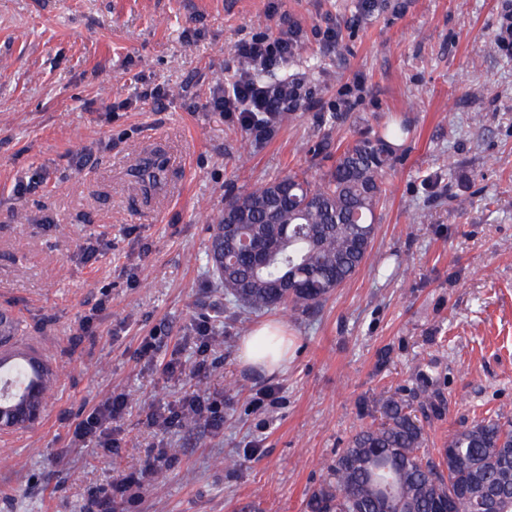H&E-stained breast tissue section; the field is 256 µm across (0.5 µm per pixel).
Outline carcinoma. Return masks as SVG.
<instances>
[{
    "label": "carcinoma",
    "mask_w": 512,
    "mask_h": 512,
    "mask_svg": "<svg viewBox=\"0 0 512 512\" xmlns=\"http://www.w3.org/2000/svg\"><path fill=\"white\" fill-rule=\"evenodd\" d=\"M408 128L394 125L382 136L346 146L318 183L287 174L228 198L210 218L207 262L227 302L249 312L278 308L305 312L327 300L364 267L377 231V208L386 194L384 176L396 142ZM161 166L137 171L148 185ZM275 249L263 265L239 252L241 238ZM32 358L0 363V401L13 403L34 385L36 402L51 397L55 375ZM384 422L360 429L336 455L327 481L313 490L306 512H481L486 499L495 512H512V421L489 415L448 435L433 460L423 429L401 399L383 404Z\"/></svg>",
    "instance_id": "cac0c4a2"
}]
</instances>
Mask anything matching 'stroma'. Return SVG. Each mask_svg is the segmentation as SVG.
Here are the masks:
<instances>
[{
    "mask_svg": "<svg viewBox=\"0 0 512 512\" xmlns=\"http://www.w3.org/2000/svg\"><path fill=\"white\" fill-rule=\"evenodd\" d=\"M500 24L501 0H0V313L57 376L38 420L0 431V512H87L159 444L169 460L115 512H304L388 397L408 404L434 454L479 413L512 419V50ZM293 25L303 52L273 76L301 81L312 105L261 139L205 110L241 40ZM157 84L164 111L125 105ZM400 122L409 134L365 268L303 313L228 304L207 267L205 214L290 172L320 179L337 149ZM154 154L164 167L149 189L134 172ZM33 173L39 187L16 196ZM87 316L94 333L73 344ZM270 320L297 339L273 376L239 358ZM173 358L182 375L164 374ZM270 388L274 402L258 404ZM115 389L129 397L117 450L74 445L75 423ZM193 393L219 406L222 430L148 428Z\"/></svg>",
    "mask_w": 512,
    "mask_h": 512,
    "instance_id": "35a3bbf8",
    "label": "stroma"
}]
</instances>
